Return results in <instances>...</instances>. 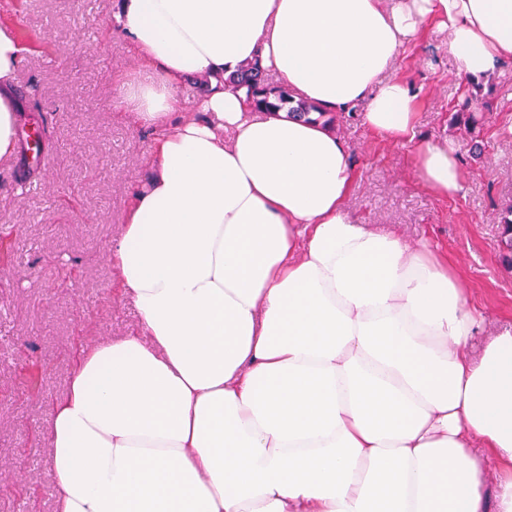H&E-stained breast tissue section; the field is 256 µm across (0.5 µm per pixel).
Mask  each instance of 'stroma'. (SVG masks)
I'll use <instances>...</instances> for the list:
<instances>
[{"mask_svg":"<svg viewBox=\"0 0 512 512\" xmlns=\"http://www.w3.org/2000/svg\"><path fill=\"white\" fill-rule=\"evenodd\" d=\"M111 0H0L28 45L16 75L19 127L45 130L48 158L20 148L0 165V235L12 253L0 278V512H55L57 479L47 449L30 444L46 427L70 374L73 336L100 342L139 331L130 302L115 293L109 258L135 190L149 176L154 134L124 99L137 62L109 23ZM413 84L421 131L461 142L453 105L465 92L448 34L429 29L398 60ZM494 90L480 137L484 157L464 159L463 192H428L408 147L373 134L360 118L335 132L349 146L356 177L346 201L361 223L427 239L460 266L483 333L512 324V269L499 256L496 214L512 201V62L482 81Z\"/></svg>","mask_w":512,"mask_h":512,"instance_id":"1","label":"stroma"}]
</instances>
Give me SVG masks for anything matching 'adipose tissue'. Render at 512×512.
<instances>
[{
  "label": "adipose tissue",
  "mask_w": 512,
  "mask_h": 512,
  "mask_svg": "<svg viewBox=\"0 0 512 512\" xmlns=\"http://www.w3.org/2000/svg\"><path fill=\"white\" fill-rule=\"evenodd\" d=\"M112 17L156 133L110 250L142 332L82 347L36 437L58 512H512V333L472 352L486 316L459 269L348 212L346 142L227 84L256 64L295 99L361 108L452 198L459 147L421 137L398 57L434 21L480 80L512 59V0H116ZM23 56L1 21L0 161ZM200 76L198 117L168 127Z\"/></svg>",
  "instance_id": "1"
}]
</instances>
